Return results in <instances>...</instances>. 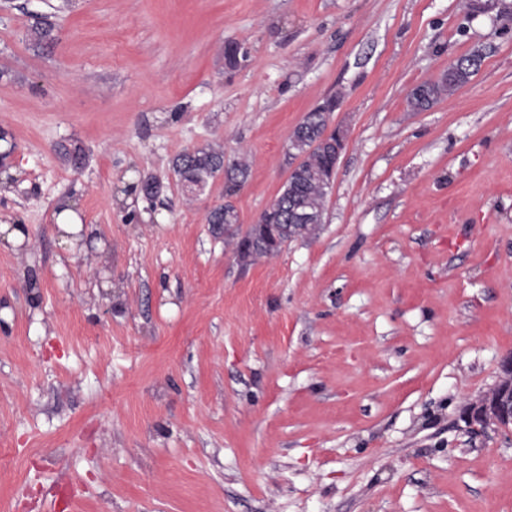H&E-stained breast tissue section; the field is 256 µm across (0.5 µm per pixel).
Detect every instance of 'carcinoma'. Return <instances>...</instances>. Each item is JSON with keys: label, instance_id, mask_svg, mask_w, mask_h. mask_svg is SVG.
<instances>
[{"label": "carcinoma", "instance_id": "obj_1", "mask_svg": "<svg viewBox=\"0 0 512 512\" xmlns=\"http://www.w3.org/2000/svg\"><path fill=\"white\" fill-rule=\"evenodd\" d=\"M31 44L39 48L54 40V26L43 18H37L29 28ZM482 61V53L474 51L455 62L456 68L448 69L442 77L431 83H423L416 90L407 94V104L414 111H423L433 106L442 96L452 93L467 84L476 73L474 62ZM302 124L308 127L306 137L299 144L303 158L299 167L286 181L283 190L273 201L278 211L292 213L293 208L310 215L307 225L318 224L323 216L324 205L330 190L324 185L323 176L330 169L335 157L328 154V149L317 143L322 133L324 116L316 111L304 118ZM174 170L183 186L190 190L208 186L209 181L223 173L233 182L246 178L247 168L236 164L224 170V152L213 147L197 148L181 154L174 162ZM208 223L215 228L238 223L235 207L226 202L215 207L208 216Z\"/></svg>", "mask_w": 512, "mask_h": 512}]
</instances>
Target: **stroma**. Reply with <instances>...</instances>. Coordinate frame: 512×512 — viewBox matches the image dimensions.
I'll return each instance as SVG.
<instances>
[{"label": "stroma", "instance_id": "1", "mask_svg": "<svg viewBox=\"0 0 512 512\" xmlns=\"http://www.w3.org/2000/svg\"><path fill=\"white\" fill-rule=\"evenodd\" d=\"M330 99L321 224L239 261L210 210L254 224ZM209 144L233 196L173 170ZM0 151V512H512L464 419L512 353V0H0ZM482 57L479 51L463 56L455 62L456 69L448 67L438 81L422 83L417 90H410L407 94L408 106L414 111L431 108L443 95L452 93L467 84L478 70ZM471 62H477L479 66H471ZM57 233L62 245L74 247L81 239L79 236L82 224L78 215L69 207H65L57 214Z\"/></svg>", "mask_w": 512, "mask_h": 512}]
</instances>
